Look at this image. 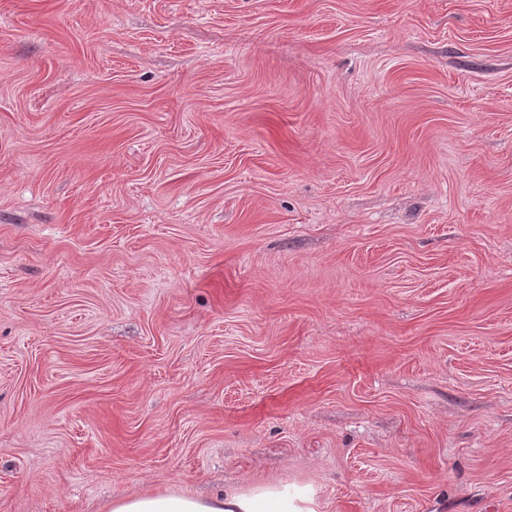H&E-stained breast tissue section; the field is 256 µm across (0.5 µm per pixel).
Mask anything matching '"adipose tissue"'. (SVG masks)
Here are the masks:
<instances>
[{
    "mask_svg": "<svg viewBox=\"0 0 512 512\" xmlns=\"http://www.w3.org/2000/svg\"><path fill=\"white\" fill-rule=\"evenodd\" d=\"M109 512H314L306 489L285 493L273 485L252 486L207 499L157 493L135 495L116 502Z\"/></svg>",
    "mask_w": 512,
    "mask_h": 512,
    "instance_id": "ef3b65f1",
    "label": "adipose tissue"
}]
</instances>
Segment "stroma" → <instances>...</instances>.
I'll return each mask as SVG.
<instances>
[{
    "mask_svg": "<svg viewBox=\"0 0 512 512\" xmlns=\"http://www.w3.org/2000/svg\"><path fill=\"white\" fill-rule=\"evenodd\" d=\"M265 483L512 512V0H0V512Z\"/></svg>",
    "mask_w": 512,
    "mask_h": 512,
    "instance_id": "obj_1",
    "label": "stroma"
}]
</instances>
